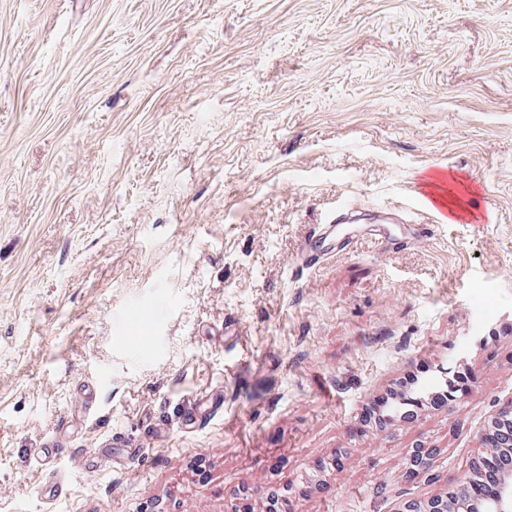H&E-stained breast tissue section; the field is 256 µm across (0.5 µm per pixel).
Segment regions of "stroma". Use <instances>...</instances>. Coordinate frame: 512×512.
<instances>
[{"label":"stroma","mask_w":512,"mask_h":512,"mask_svg":"<svg viewBox=\"0 0 512 512\" xmlns=\"http://www.w3.org/2000/svg\"><path fill=\"white\" fill-rule=\"evenodd\" d=\"M440 168L455 222L419 206ZM344 205L434 237L300 266ZM511 403L512 0H0V512H401ZM224 410V394L205 392L185 407L179 417L180 424L186 431L197 430L204 420Z\"/></svg>","instance_id":"obj_1"}]
</instances>
